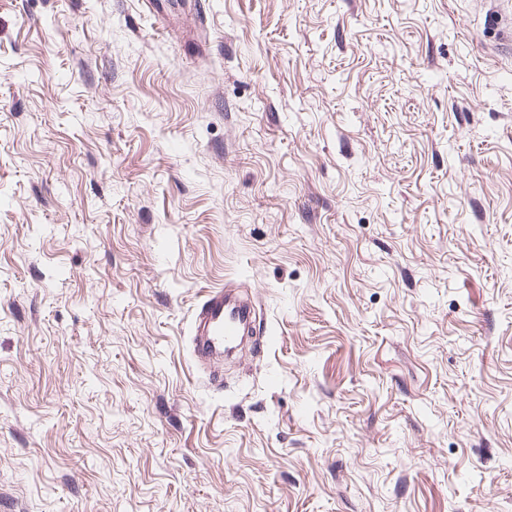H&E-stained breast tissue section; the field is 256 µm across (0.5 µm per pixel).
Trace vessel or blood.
<instances>
[{"label":"vessel or blood","mask_w":512,"mask_h":512,"mask_svg":"<svg viewBox=\"0 0 512 512\" xmlns=\"http://www.w3.org/2000/svg\"><path fill=\"white\" fill-rule=\"evenodd\" d=\"M254 321L251 304L235 289H208L196 309L191 328L192 353L196 362H215L234 350Z\"/></svg>","instance_id":"vessel-or-blood-1"}]
</instances>
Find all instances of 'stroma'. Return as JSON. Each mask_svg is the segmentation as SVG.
<instances>
[{"mask_svg":"<svg viewBox=\"0 0 512 512\" xmlns=\"http://www.w3.org/2000/svg\"><path fill=\"white\" fill-rule=\"evenodd\" d=\"M494 0H0V512H498ZM254 307L221 384L205 290Z\"/></svg>","mask_w":512,"mask_h":512,"instance_id":"1","label":"stroma"}]
</instances>
